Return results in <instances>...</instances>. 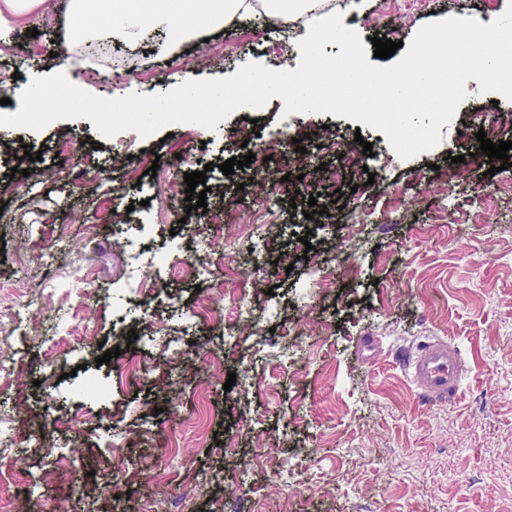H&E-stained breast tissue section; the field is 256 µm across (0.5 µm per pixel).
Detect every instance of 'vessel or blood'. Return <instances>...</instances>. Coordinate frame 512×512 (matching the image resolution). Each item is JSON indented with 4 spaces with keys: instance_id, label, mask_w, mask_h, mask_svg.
I'll use <instances>...</instances> for the list:
<instances>
[{
    "instance_id": "vessel-or-blood-1",
    "label": "vessel or blood",
    "mask_w": 512,
    "mask_h": 512,
    "mask_svg": "<svg viewBox=\"0 0 512 512\" xmlns=\"http://www.w3.org/2000/svg\"><path fill=\"white\" fill-rule=\"evenodd\" d=\"M407 370L417 389L434 402H444L455 396L464 376L459 352L444 340L430 341L411 351Z\"/></svg>"
}]
</instances>
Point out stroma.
I'll list each match as a JSON object with an SVG mask.
<instances>
[{
  "label": "stroma",
  "mask_w": 512,
  "mask_h": 512,
  "mask_svg": "<svg viewBox=\"0 0 512 512\" xmlns=\"http://www.w3.org/2000/svg\"><path fill=\"white\" fill-rule=\"evenodd\" d=\"M511 1L416 0L396 15L360 0L352 25L406 43L451 15L489 24ZM310 21L203 27L177 50L165 31L97 53L106 23L61 5L0 42L4 111L77 60L81 88L102 97L250 61L293 70ZM283 108L274 97L213 131L146 137L103 139L87 119L0 127V315L40 298L35 318L0 333V358L18 366L0 384L18 439L0 466V512H512V174H488L476 139L512 141V101L471 91L440 144L410 160L368 126ZM244 149L249 166L214 168ZM200 170L207 209L188 213L184 176ZM312 198L326 212L309 220ZM132 244L166 266L133 269ZM51 253L65 263L46 266ZM319 267L329 276L316 286ZM432 339L466 368L441 405L401 361ZM369 342L378 355L366 360Z\"/></svg>",
  "instance_id": "1"
}]
</instances>
